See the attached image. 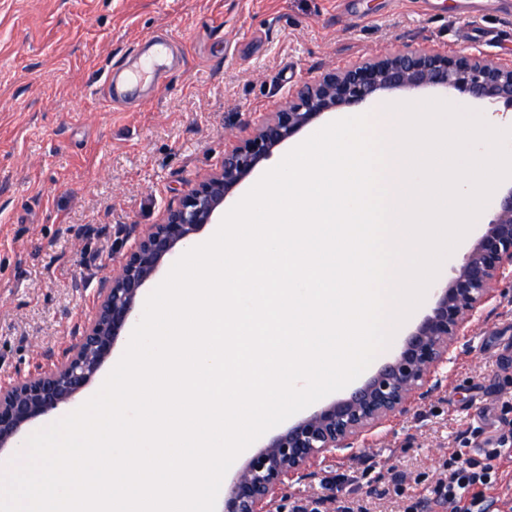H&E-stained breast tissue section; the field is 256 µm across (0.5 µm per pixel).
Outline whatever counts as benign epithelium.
<instances>
[{
    "mask_svg": "<svg viewBox=\"0 0 512 512\" xmlns=\"http://www.w3.org/2000/svg\"><path fill=\"white\" fill-rule=\"evenodd\" d=\"M448 90L464 99L512 103V66L480 53L398 51L326 70L288 93L251 135L224 151L218 169L167 206L161 221L136 235L123 263L105 277L94 317L49 372L0 389V454L20 449L31 422L68 404L98 374L159 267L194 241L223 210L226 198L284 142L325 113L355 107L395 91ZM512 268V184L497 199L496 218L468 251L455 277L438 286L430 313L405 337L400 351L345 397L289 426L252 455L224 490V512H272L286 483L310 475L339 448H353L389 417L428 399L432 374L450 347L490 300Z\"/></svg>",
    "mask_w": 512,
    "mask_h": 512,
    "instance_id": "obj_1",
    "label": "benign epithelium"
}]
</instances>
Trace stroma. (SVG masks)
<instances>
[{"instance_id":"35a3bbf8","label":"stroma","mask_w":512,"mask_h":512,"mask_svg":"<svg viewBox=\"0 0 512 512\" xmlns=\"http://www.w3.org/2000/svg\"><path fill=\"white\" fill-rule=\"evenodd\" d=\"M151 37L169 42L165 68L112 102L108 76ZM424 46L512 63V0H0V386L54 367L127 234L159 222L289 92ZM433 380L429 401L290 483L281 512L318 497L322 512H402L452 449L512 444V283Z\"/></svg>"}]
</instances>
